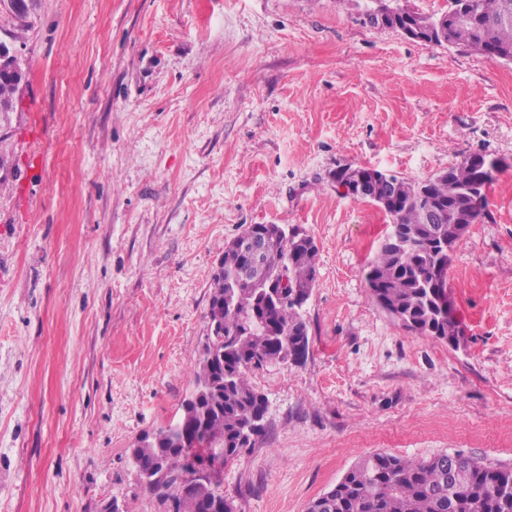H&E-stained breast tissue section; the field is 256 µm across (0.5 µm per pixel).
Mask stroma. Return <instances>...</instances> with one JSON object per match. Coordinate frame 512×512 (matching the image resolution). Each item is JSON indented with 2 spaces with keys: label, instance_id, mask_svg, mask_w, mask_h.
<instances>
[{
  "label": "stroma",
  "instance_id": "1",
  "mask_svg": "<svg viewBox=\"0 0 512 512\" xmlns=\"http://www.w3.org/2000/svg\"><path fill=\"white\" fill-rule=\"evenodd\" d=\"M373 0H30L0 117V512H164L129 463L177 420L212 273L252 224L317 246L299 364L251 370L236 512H306L363 457L512 466V61L372 26ZM502 161L452 255L465 342L408 333L364 270L391 224L338 167Z\"/></svg>",
  "mask_w": 512,
  "mask_h": 512
}]
</instances>
